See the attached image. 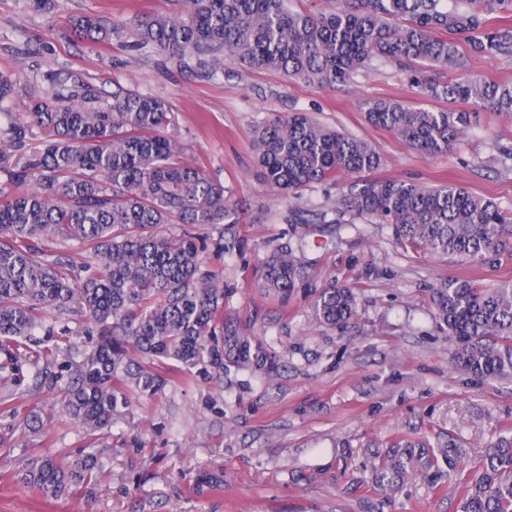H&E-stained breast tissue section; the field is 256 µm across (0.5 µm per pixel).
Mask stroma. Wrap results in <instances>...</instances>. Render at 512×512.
<instances>
[{
    "label": "stroma",
    "instance_id": "1",
    "mask_svg": "<svg viewBox=\"0 0 512 512\" xmlns=\"http://www.w3.org/2000/svg\"><path fill=\"white\" fill-rule=\"evenodd\" d=\"M183 0H0V71L21 76L19 101L53 92V78L93 86L111 98L116 86L166 100L170 132L183 159L228 188L245 217L235 228L247 248L224 256L220 231L198 228L202 260L224 273V316L275 355L266 378L230 369L222 377L168 360L154 395L131 393V412L100 439L98 484L52 498L28 486L29 462L72 460L88 445L55 393L35 389L30 367L0 369V512H457L453 479H421L384 493L373 470L394 440L455 443L476 463L488 444L512 434V378L478 379L454 362L455 346L437 318L433 288L451 279L512 278V257L495 271L454 257L406 250L390 225L292 224L290 209L333 211L346 181L276 197L254 166L257 122L291 112L369 141L383 163L374 180L454 184L512 207V113L421 95L411 62L381 61L353 83L328 88L277 70L225 61L211 75L139 49L135 17L181 15ZM97 14L122 26L111 41L73 38L70 20ZM391 99L412 109L467 116L466 135L448 152L422 156L368 123L365 103ZM299 247L305 278L288 296L261 286L263 259ZM352 288L356 313L343 326L315 321L310 302L330 281Z\"/></svg>",
    "mask_w": 512,
    "mask_h": 512
}]
</instances>
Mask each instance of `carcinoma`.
<instances>
[{
	"label": "carcinoma",
	"mask_w": 512,
	"mask_h": 512,
	"mask_svg": "<svg viewBox=\"0 0 512 512\" xmlns=\"http://www.w3.org/2000/svg\"><path fill=\"white\" fill-rule=\"evenodd\" d=\"M317 15L287 0H184L185 16L157 13L131 23L135 46L177 61L206 65L231 58L250 70H280L295 80L345 85L375 60L422 65L412 83L425 96L471 102L488 112H512V82L470 71L473 57L512 53V0H336ZM82 40L105 42L122 29L99 15L73 22ZM465 40L468 53L458 49ZM454 68L452 82L424 67ZM16 82L0 74V356L38 366L39 386L61 396L66 413L92 442L125 415L132 383L151 394L162 379L150 364L174 360L219 374L231 367L265 376L278 363L255 337L224 321L223 275L201 269L206 244L190 232L170 236L162 224L224 227L216 248L243 253L234 227L243 211L224 184L180 160L169 135L173 113L164 100L118 89L112 100L85 84L57 81L50 96L31 97L12 111ZM366 119L423 155L448 151L462 134L456 112L414 110L393 100L366 103ZM40 144L28 147L34 131ZM252 151L275 193L299 196L314 184L352 180L336 211L393 226L397 242L494 268L512 256V210L456 185L428 187L405 180H366L382 158L366 140L329 129L306 112L260 122ZM61 238L92 254L73 267L39 243ZM303 280L290 246L262 265V287L288 295ZM434 305L462 370L479 377L512 375V280L483 284L450 280L433 289ZM54 309L77 327L42 321ZM315 319L341 325L355 315V295L332 280L311 303ZM84 336L72 354L71 337ZM148 361L130 360L128 347ZM95 450L73 463L52 456L29 465L25 479L58 498L97 482ZM456 477L458 512H512V437L490 445L476 470L450 442L437 450L410 441L391 446L376 471L381 490L394 492L423 478L435 487Z\"/></svg>",
	"instance_id": "carcinoma-1"
}]
</instances>
